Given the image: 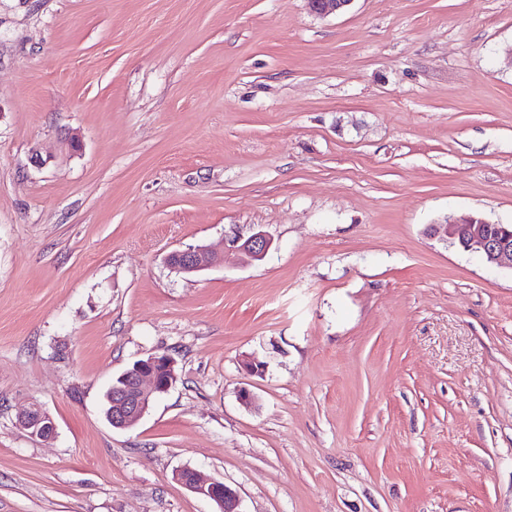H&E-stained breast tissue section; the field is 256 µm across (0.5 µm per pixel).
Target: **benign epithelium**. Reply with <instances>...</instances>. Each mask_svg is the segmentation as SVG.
I'll use <instances>...</instances> for the list:
<instances>
[{
  "mask_svg": "<svg viewBox=\"0 0 512 512\" xmlns=\"http://www.w3.org/2000/svg\"><path fill=\"white\" fill-rule=\"evenodd\" d=\"M353 0H307L311 12L319 16L346 10ZM438 237L465 251L481 254L487 263L512 268V225L489 222L483 218L446 220L429 228ZM226 244L247 261L263 259L272 247V239L259 231L247 238L238 235ZM169 266L180 273H197L220 262V249L199 246L177 250L167 258ZM121 384L111 389L110 409L106 418L116 429L134 427L146 414L154 397L167 392L177 380L176 362L167 354H155L140 360L119 376ZM18 424L33 437L49 438L55 434L53 420L41 409L19 413ZM176 480L189 491L213 501L219 512H240L238 492L223 482L204 478L197 470L184 467L176 471Z\"/></svg>",
  "mask_w": 512,
  "mask_h": 512,
  "instance_id": "benign-epithelium-1",
  "label": "benign epithelium"
}]
</instances>
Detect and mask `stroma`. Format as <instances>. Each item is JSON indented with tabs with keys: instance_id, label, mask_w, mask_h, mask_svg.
<instances>
[{
	"instance_id": "stroma-1",
	"label": "stroma",
	"mask_w": 512,
	"mask_h": 512,
	"mask_svg": "<svg viewBox=\"0 0 512 512\" xmlns=\"http://www.w3.org/2000/svg\"><path fill=\"white\" fill-rule=\"evenodd\" d=\"M469 216L512 224V0H0V512H217L184 467L242 512H512V270L429 234ZM225 243L240 253L246 261H256L263 259L272 247V239L265 233L259 231L246 239L234 235L227 239ZM220 249L213 246H199L177 250L169 254V266L180 273H197L220 262ZM118 379L121 384H112L106 418L116 429H129L146 414L153 398L176 382V362L167 353L155 354L134 363ZM18 424L33 437L49 438L55 434L53 420L41 409L32 408L19 413ZM175 478L192 493L213 501L219 512H241L238 492L224 482L206 479L196 469L190 467L177 470Z\"/></svg>"
}]
</instances>
